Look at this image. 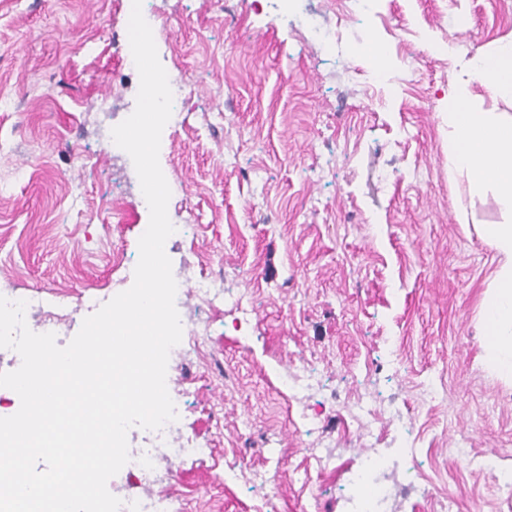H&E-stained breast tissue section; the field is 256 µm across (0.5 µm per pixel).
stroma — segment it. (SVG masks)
Returning <instances> with one entry per match:
<instances>
[{
    "label": "stroma",
    "mask_w": 512,
    "mask_h": 512,
    "mask_svg": "<svg viewBox=\"0 0 512 512\" xmlns=\"http://www.w3.org/2000/svg\"><path fill=\"white\" fill-rule=\"evenodd\" d=\"M166 72L191 85L185 122L159 162L168 216L185 233L168 253L185 290L180 318L208 317L213 368L183 395V435L214 457L177 463L158 483L188 512H342L371 437L346 407L376 395L373 437L401 446L393 512H512L484 460L512 469V380L487 365L481 304L496 262L481 227L507 220L492 192L448 164V94L460 64L512 41V0H144ZM343 42L377 43L395 85L367 75L370 53L318 47L300 17ZM122 0H0V291H39L73 338L87 297L105 304L134 281L149 212L127 153L106 145L136 105ZM86 164L75 162V155ZM222 279L250 325L209 315L199 286ZM74 306L67 315L56 296ZM297 367L319 379L305 425L279 385ZM330 443L334 470L308 450ZM264 468L277 490L231 472Z\"/></svg>",
    "instance_id": "stroma-1"
}]
</instances>
